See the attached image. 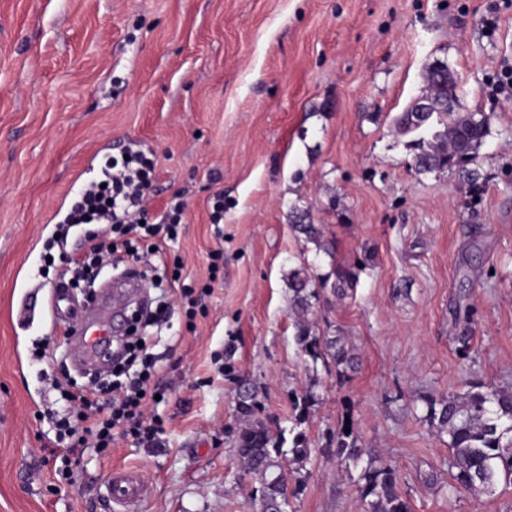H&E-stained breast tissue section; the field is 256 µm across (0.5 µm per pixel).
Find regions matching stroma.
<instances>
[{
    "label": "stroma",
    "mask_w": 512,
    "mask_h": 512,
    "mask_svg": "<svg viewBox=\"0 0 512 512\" xmlns=\"http://www.w3.org/2000/svg\"><path fill=\"white\" fill-rule=\"evenodd\" d=\"M488 2L0 0V512H109L102 482L119 466L144 482L141 512H258L233 440L240 377L272 429L287 427L292 393L318 396L295 512H363L354 478L324 449L345 419L396 466L410 512H512V482L491 496L449 492L448 446L421 419L424 398L471 383L512 391V101L486 85L512 59V8L491 31ZM437 58L466 110L491 116L472 183L418 171L414 137L395 121ZM133 143L156 160L149 222L177 195L185 222L162 265L139 266L129 296L109 290L123 263L97 278L93 311L70 296L80 321L110 319L119 337L127 300L166 301L163 324L145 329L166 390L163 445L79 449L68 484L42 454L67 403L39 369L91 390L112 375L51 317L22 330L16 314L70 279L86 249L50 247L56 224ZM300 216L317 239L294 230ZM336 265L358 276L342 299L324 281ZM297 269L317 291L314 331L343 337L354 356L346 377L295 342ZM166 270L199 292L197 306L158 284Z\"/></svg>",
    "instance_id": "1"
}]
</instances>
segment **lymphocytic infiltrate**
Segmentation results:
<instances>
[{"mask_svg": "<svg viewBox=\"0 0 512 512\" xmlns=\"http://www.w3.org/2000/svg\"><path fill=\"white\" fill-rule=\"evenodd\" d=\"M98 180L87 184L79 200L67 215L71 228L84 227L82 240L88 245L85 272L102 266L104 255H120L129 262H141L142 242L159 233L176 238L186 204L175 199L170 206L169 224L160 227L145 223L146 201L155 175V162L144 150L127 148L123 157L112 158L100 168ZM112 227L110 240H99L93 227L99 223ZM139 321H132L131 340L112 358L114 380L105 397L89 398L84 390L69 392L72 410L56 422L59 440L64 441V455H73L76 448L92 443L107 449L115 437L132 438L139 446L157 448L161 445L162 429L146 408L157 394L151 388L154 361L142 342Z\"/></svg>", "mask_w": 512, "mask_h": 512, "instance_id": "f902f5d3", "label": "lymphocytic infiltrate"}]
</instances>
